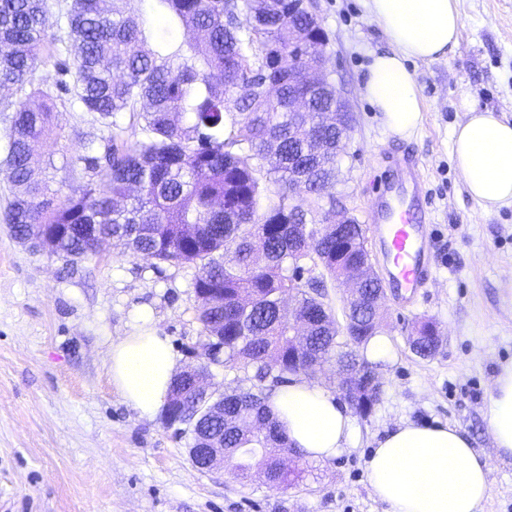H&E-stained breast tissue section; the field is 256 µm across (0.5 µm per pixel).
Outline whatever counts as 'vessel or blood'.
<instances>
[{
	"label": "vessel or blood",
	"instance_id": "b4317fda",
	"mask_svg": "<svg viewBox=\"0 0 512 512\" xmlns=\"http://www.w3.org/2000/svg\"><path fill=\"white\" fill-rule=\"evenodd\" d=\"M395 167V176L380 186L371 227L389 264V284L396 297L406 303L430 280V230L404 206L405 201H419L424 192L418 163L402 157L396 159Z\"/></svg>",
	"mask_w": 512,
	"mask_h": 512
}]
</instances>
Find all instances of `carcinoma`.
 <instances>
[{
  "label": "carcinoma",
  "instance_id": "1",
  "mask_svg": "<svg viewBox=\"0 0 512 512\" xmlns=\"http://www.w3.org/2000/svg\"><path fill=\"white\" fill-rule=\"evenodd\" d=\"M159 19L127 9L126 0H0V112L11 116L0 136L11 184L0 220L17 240L37 232L57 239L58 256L74 264L112 243L155 265L197 269V321L214 361L252 370L259 382H286L298 362L319 370L374 368L355 347L377 336L382 316L360 311L365 296L346 297L343 315L360 335L337 341L328 288L345 278L358 248L336 256V228H326L336 182V129L331 93L313 96L311 111H288V26L313 24L290 0H155ZM57 31L47 35L50 18ZM185 29L190 41L177 40ZM57 58L54 86L38 74ZM62 101L92 112L108 134L72 129L93 178H34L36 144L65 134L55 123ZM138 130L125 136V113ZM310 200V208L303 201ZM320 268L317 276H297ZM415 355L439 349L435 325L409 337ZM224 403V423L207 411ZM188 448L200 437L224 443L236 477L264 471L274 485L301 475L284 454L288 443L262 388L217 395L187 392L180 409Z\"/></svg>",
  "mask_w": 512,
  "mask_h": 512
}]
</instances>
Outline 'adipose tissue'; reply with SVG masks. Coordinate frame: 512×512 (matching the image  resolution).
Here are the masks:
<instances>
[{
  "label": "adipose tissue",
  "instance_id": "ef3b65f1",
  "mask_svg": "<svg viewBox=\"0 0 512 512\" xmlns=\"http://www.w3.org/2000/svg\"><path fill=\"white\" fill-rule=\"evenodd\" d=\"M369 16L391 52L374 57L364 85L367 99L394 133L422 121L421 99L408 60H436L456 47L462 22L456 0H369ZM453 156L470 196L490 212L512 205V122L471 110L454 130ZM178 358L149 313L112 343V384L140 416L167 401ZM291 445L316 461L336 458L351 436V417L337 396L294 377L267 395ZM485 418L498 456L512 458V363L494 378ZM373 494L388 512H482L490 467L458 428L404 422L377 440L367 462Z\"/></svg>",
  "mask_w": 512,
  "mask_h": 512
}]
</instances>
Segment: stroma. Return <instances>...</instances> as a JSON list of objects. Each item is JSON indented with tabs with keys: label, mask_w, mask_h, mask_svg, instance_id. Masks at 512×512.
Segmentation results:
<instances>
[{
	"label": "stroma",
	"mask_w": 512,
	"mask_h": 512,
	"mask_svg": "<svg viewBox=\"0 0 512 512\" xmlns=\"http://www.w3.org/2000/svg\"><path fill=\"white\" fill-rule=\"evenodd\" d=\"M463 32L446 57L415 60L423 119L392 132L366 99L368 69L390 45L368 17V0H309L329 36L325 68L348 103L331 190L335 210L369 222L393 154L413 155L425 180L424 220L434 279L411 303L386 293L378 359L380 400L354 417L353 437L328 462L299 459V485L271 488L259 476L193 467L186 438L163 415L147 419L112 385L113 340L151 313L179 357L200 361L199 301L188 267L109 248L66 263L32 251L0 223V512H387L368 483L375 442L404 421L453 424L491 463L484 512H512V459L498 458L485 419L489 391L512 361V206L487 213L469 195L451 155L470 109L512 121V0H457ZM443 343L430 359L408 338L421 319Z\"/></svg>",
	"instance_id": "obj_1"
}]
</instances>
